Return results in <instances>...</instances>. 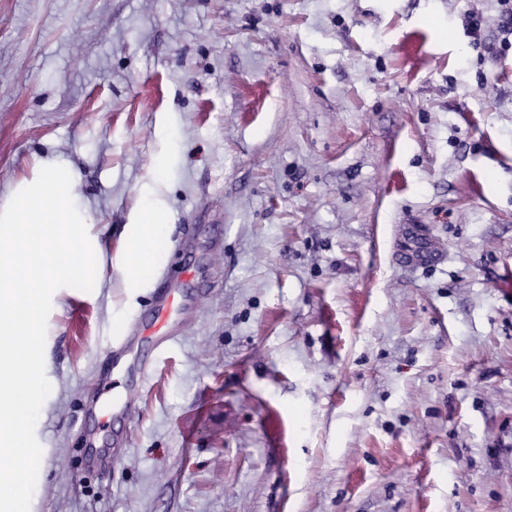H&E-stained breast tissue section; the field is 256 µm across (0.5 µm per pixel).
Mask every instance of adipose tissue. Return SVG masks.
Returning <instances> with one entry per match:
<instances>
[{
	"instance_id": "ef3b65f1",
	"label": "adipose tissue",
	"mask_w": 512,
	"mask_h": 512,
	"mask_svg": "<svg viewBox=\"0 0 512 512\" xmlns=\"http://www.w3.org/2000/svg\"><path fill=\"white\" fill-rule=\"evenodd\" d=\"M168 220L167 209L154 203L143 209L133 223L126 225L118 270L129 286H137L140 270L152 264L155 255L153 243Z\"/></svg>"
}]
</instances>
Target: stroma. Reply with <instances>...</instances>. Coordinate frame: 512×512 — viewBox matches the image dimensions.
I'll use <instances>...</instances> for the list:
<instances>
[{"mask_svg": "<svg viewBox=\"0 0 512 512\" xmlns=\"http://www.w3.org/2000/svg\"><path fill=\"white\" fill-rule=\"evenodd\" d=\"M501 22L498 0H0V199L70 165L99 271L52 296L29 512H512ZM154 188L168 228L119 287ZM165 284L171 340L132 337ZM116 397L127 416H91Z\"/></svg>", "mask_w": 512, "mask_h": 512, "instance_id": "obj_1", "label": "stroma"}]
</instances>
